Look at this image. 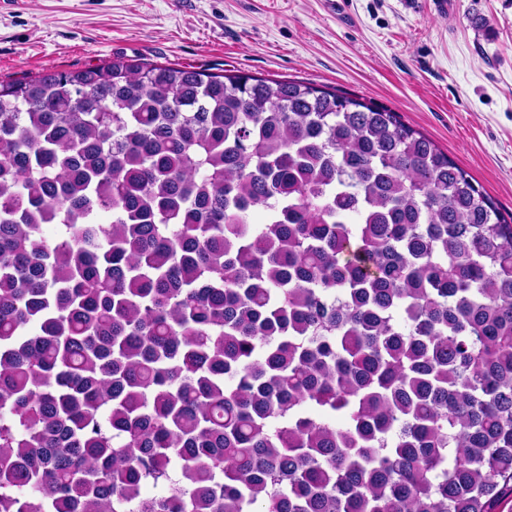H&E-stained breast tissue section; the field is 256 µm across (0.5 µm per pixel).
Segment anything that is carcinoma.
Instances as JSON below:
<instances>
[{"mask_svg": "<svg viewBox=\"0 0 512 512\" xmlns=\"http://www.w3.org/2000/svg\"><path fill=\"white\" fill-rule=\"evenodd\" d=\"M508 494L512 216L431 139L293 79L0 82V512Z\"/></svg>", "mask_w": 512, "mask_h": 512, "instance_id": "1", "label": "carcinoma"}]
</instances>
